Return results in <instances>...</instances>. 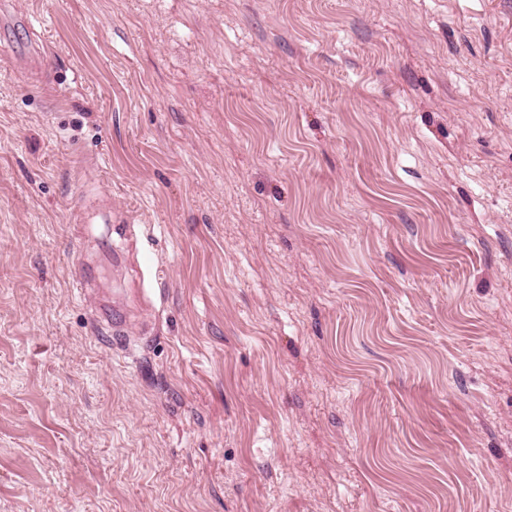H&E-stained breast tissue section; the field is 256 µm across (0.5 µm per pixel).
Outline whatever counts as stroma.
<instances>
[{"label": "stroma", "instance_id": "stroma-1", "mask_svg": "<svg viewBox=\"0 0 512 512\" xmlns=\"http://www.w3.org/2000/svg\"><path fill=\"white\" fill-rule=\"evenodd\" d=\"M7 2L0 512H512V0Z\"/></svg>", "mask_w": 512, "mask_h": 512}]
</instances>
